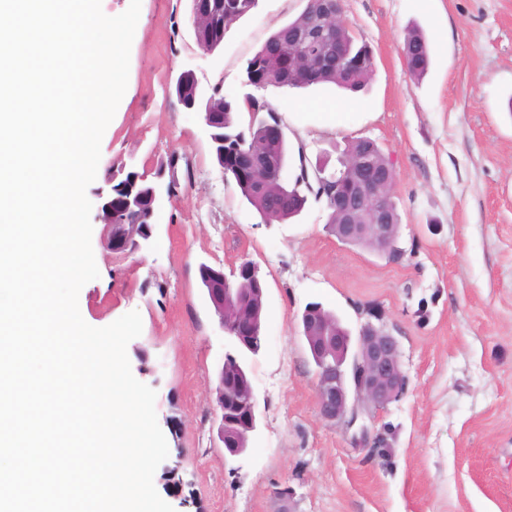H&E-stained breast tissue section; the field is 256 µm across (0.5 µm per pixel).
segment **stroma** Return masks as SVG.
<instances>
[{"label": "stroma", "instance_id": "35a3bbf8", "mask_svg": "<svg viewBox=\"0 0 512 512\" xmlns=\"http://www.w3.org/2000/svg\"><path fill=\"white\" fill-rule=\"evenodd\" d=\"M304 6L259 0L207 54L191 0H141L127 89L100 163L151 170L175 154L177 188L147 249L114 253L109 227L93 222L99 277L79 293L85 320L104 327L141 316L127 355L134 377L157 393L169 455L154 485L175 512H512V0H343L345 24L374 58L365 91L258 92L282 120L286 180L302 162L336 170L357 138L390 157L405 251L396 265L338 241L321 201L286 223H261L215 162L200 113L173 92L190 69L203 89L240 95L247 60ZM412 28L431 44L420 80L401 56ZM342 99L345 125L325 126L313 103ZM245 258L266 282L264 344L246 360L260 417L247 451L228 462L213 390L229 341L199 267L227 271ZM310 302L351 332L375 322L400 342L407 388L365 417L389 433V461L355 447L318 411L299 326ZM172 466L183 480L177 495L166 488Z\"/></svg>", "mask_w": 512, "mask_h": 512}]
</instances>
